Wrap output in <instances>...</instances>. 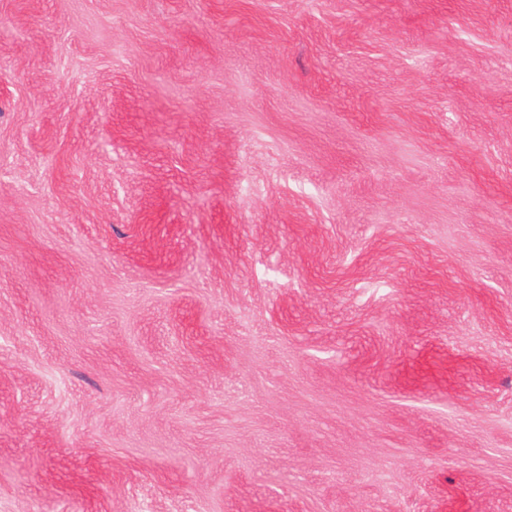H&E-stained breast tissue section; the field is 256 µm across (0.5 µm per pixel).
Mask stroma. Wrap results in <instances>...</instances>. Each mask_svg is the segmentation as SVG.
I'll return each mask as SVG.
<instances>
[{"instance_id":"stroma-1","label":"stroma","mask_w":512,"mask_h":512,"mask_svg":"<svg viewBox=\"0 0 512 512\" xmlns=\"http://www.w3.org/2000/svg\"><path fill=\"white\" fill-rule=\"evenodd\" d=\"M0 512H512V0H0Z\"/></svg>"}]
</instances>
